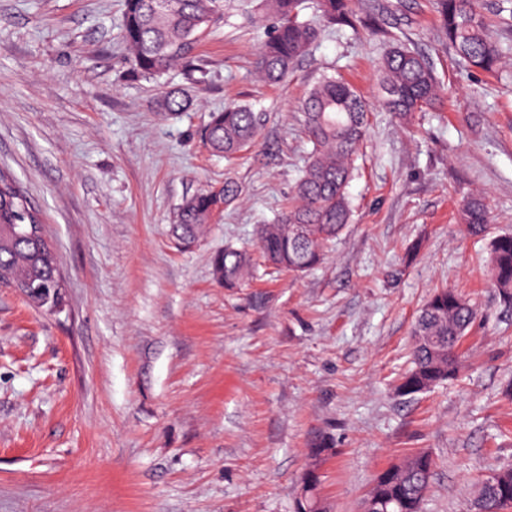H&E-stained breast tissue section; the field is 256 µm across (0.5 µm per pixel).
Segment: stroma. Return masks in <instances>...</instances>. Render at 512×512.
<instances>
[{
  "mask_svg": "<svg viewBox=\"0 0 512 512\" xmlns=\"http://www.w3.org/2000/svg\"><path fill=\"white\" fill-rule=\"evenodd\" d=\"M124 0H0V167L40 210L65 282L62 312L0 286V512H293L316 468L327 512H360L379 472L426 451L425 512H469L478 480L512 467V308L490 286L489 236L512 232V55L467 72L435 0H362L433 66L434 105H382V34L320 25L285 83L254 75L262 31L228 0L186 63L149 80L119 36ZM324 75L369 104L350 224L316 269L229 291L211 257L252 246L294 195L309 149L301 103ZM192 102L157 107L159 87ZM249 105L265 121L228 161L201 132ZM242 189L192 248L183 201ZM483 194L488 237L458 218ZM476 303L460 376L400 397L416 316L437 289ZM335 451L311 461L310 443Z\"/></svg>",
  "mask_w": 512,
  "mask_h": 512,
  "instance_id": "obj_1",
  "label": "stroma"
}]
</instances>
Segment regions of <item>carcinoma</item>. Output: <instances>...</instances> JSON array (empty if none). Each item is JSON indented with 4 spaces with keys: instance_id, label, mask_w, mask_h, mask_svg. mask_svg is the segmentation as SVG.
<instances>
[{
    "instance_id": "obj_1",
    "label": "carcinoma",
    "mask_w": 512,
    "mask_h": 512,
    "mask_svg": "<svg viewBox=\"0 0 512 512\" xmlns=\"http://www.w3.org/2000/svg\"><path fill=\"white\" fill-rule=\"evenodd\" d=\"M225 0H125L120 28L131 50L130 68L144 77H158L182 60L198 35L224 18ZM274 25L255 58V70L267 82L288 78L296 61L317 38V30L299 19L303 0H260ZM323 20L358 32L364 26L353 0H315ZM441 33L469 68L494 73L509 50L493 38L477 0H436ZM383 105L401 120L422 111L438 95L439 81L427 59L398 37L378 69ZM165 112L189 106L183 92L167 90L159 99ZM303 126L312 149L298 179L294 197L277 222L257 229V248L277 271L300 276L318 266L324 244L349 223L348 187L354 177L355 157L367 134L368 102L350 84L330 76L316 81L302 104ZM260 118L247 105H229L211 115L202 132L214 152L234 157L256 143ZM240 186L233 180L192 195L180 207L171 227L178 244L189 246L206 225L236 202ZM460 221L472 235H484L489 222L484 199L464 200ZM38 209L27 198L19 180L0 169V285L12 286L38 309L63 306L64 282L55 254L43 235L34 241L21 236L20 224H40ZM491 282L499 300L512 307V234L492 238L489 248ZM213 273L227 289L244 288L254 275L249 252L224 246L212 259ZM477 309L462 295L442 288L424 304L415 320L411 368L400 379L397 392L414 396L458 377L460 339L471 329ZM434 460L426 452L407 456L379 476L368 494L373 512H423ZM512 509V470L485 474L479 482L473 512Z\"/></svg>"
}]
</instances>
